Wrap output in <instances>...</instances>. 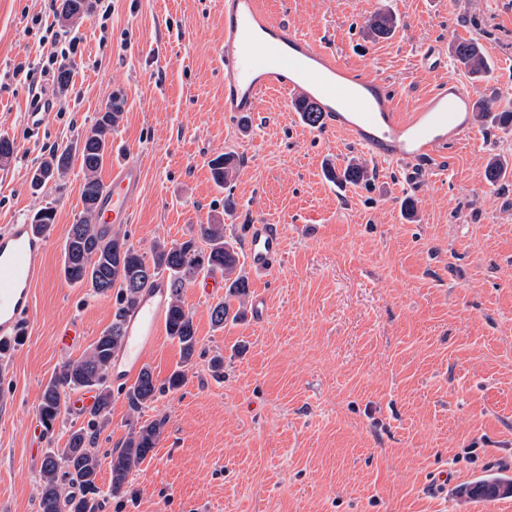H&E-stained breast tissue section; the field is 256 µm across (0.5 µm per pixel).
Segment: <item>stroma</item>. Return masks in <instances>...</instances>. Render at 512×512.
Listing matches in <instances>:
<instances>
[{"mask_svg": "<svg viewBox=\"0 0 512 512\" xmlns=\"http://www.w3.org/2000/svg\"><path fill=\"white\" fill-rule=\"evenodd\" d=\"M60 0H0V134L17 146L0 164V227L42 208L56 213L36 318L0 353V512H38L48 449L65 448L85 414L66 407L41 448L28 431L44 385L112 324L113 297L68 283L66 233L82 210L83 172L35 192L29 170L76 141L113 96L123 102L99 168L138 160L145 173L131 221L116 225L141 251L220 224L238 251L245 227L280 224L286 253L265 285L267 316L213 325L212 300L183 290L203 355L186 384L139 410L113 390L98 448L164 420L158 444L129 476L123 502L103 512H512V496L474 501L462 488L512 477V171L497 185L490 157L512 167V126L475 118L482 142L448 152L446 171L408 189L399 166L368 160L370 186L339 185L326 166L359 156L346 137L304 124L278 93L257 121L225 114L221 0H91L77 25L67 89L23 61L51 52L33 16L57 22ZM271 16L311 35L360 71L389 80L410 110L439 75L416 50L450 51L452 30L478 40L492 69L468 81L473 98L512 94V0H265ZM392 37L363 29L377 10ZM65 104L40 132L24 114L34 88ZM233 153L234 180L217 187L209 162ZM235 208L225 212V200ZM414 216L405 213L406 204ZM81 336L58 346L72 320ZM224 357L215 379L210 357Z\"/></svg>", "mask_w": 512, "mask_h": 512, "instance_id": "stroma-1", "label": "stroma"}]
</instances>
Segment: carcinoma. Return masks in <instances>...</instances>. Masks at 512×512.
Listing matches in <instances>:
<instances>
[{"label": "carcinoma", "mask_w": 512, "mask_h": 512, "mask_svg": "<svg viewBox=\"0 0 512 512\" xmlns=\"http://www.w3.org/2000/svg\"><path fill=\"white\" fill-rule=\"evenodd\" d=\"M396 27V19L385 10H378L366 24V36L373 41L389 37ZM456 63L475 81L491 68L489 58L474 39H460L451 46ZM500 98H484L477 111L484 117L494 111ZM308 125L321 124L322 112L310 102L296 106ZM496 112V111H494ZM498 121L512 124V101L496 112ZM121 118L119 112H101L75 145L55 148L48 156L31 167V186L38 190L67 174L74 156H79L83 180L80 196L83 210L70 225L63 245V273L73 285L86 287L97 296L115 293L116 311L110 328L94 343L89 353L78 361L65 363L46 384L38 406V416L46 430L61 415L68 393L94 388L96 404L89 410L87 424L70 432L66 448L50 451L42 470V491L39 512H101L99 475L108 465L110 484L108 495L121 498L126 493L129 475L142 464L156 448L164 421L157 420L132 430L119 450L100 453L98 448L101 426L108 420L112 391L107 385L112 357L123 341V318L140 293L152 286L155 278L164 275L170 288V303L165 330L180 349V364L161 384L151 369L144 367L126 392L129 406L137 410L154 401L158 394L179 390L187 381L193 365L199 340L192 315L185 310L181 294L189 280L202 268L224 271V287L228 295L211 310V320L217 327L224 322L245 315L249 284L239 271V256L233 244L224 239V225L203 224L200 238L191 237L181 242L155 243L150 252H140L126 236L112 232V228L96 223L98 204L104 184L98 176L103 157L108 150L112 130ZM238 167L237 158L226 153L210 160L214 182L222 187L232 180ZM505 170L503 160L493 157L486 166L487 182L496 185ZM329 175L339 183L360 184L371 180L372 172L356 157L349 158L338 171ZM39 233L46 236L53 231L55 211L46 207L32 218ZM238 301L233 307L231 299ZM512 493V480H482L466 489L471 498H490Z\"/></svg>", "instance_id": "obj_1"}]
</instances>
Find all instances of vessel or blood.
<instances>
[{"mask_svg": "<svg viewBox=\"0 0 512 512\" xmlns=\"http://www.w3.org/2000/svg\"><path fill=\"white\" fill-rule=\"evenodd\" d=\"M419 68L447 69L448 60L431 44L416 54ZM224 109L248 118L256 115L266 93H286L289 101L314 102L333 131L375 159L404 168L410 185H422L429 173L444 169L448 148L477 144L473 99L455 77L439 82L412 111H398L396 92L385 80L340 61L307 33L272 19L263 0H224ZM144 181L133 159L114 164L100 198L98 221L126 224ZM48 240L32 224L0 228V340L11 341L36 308L34 287L42 271ZM246 267L250 276H273L285 254L278 225H249ZM167 306V281L157 278L129 314L123 347L112 364L115 386H126L154 350Z\"/></svg>", "mask_w": 512, "mask_h": 512, "instance_id": "1", "label": "vessel or blood"}]
</instances>
